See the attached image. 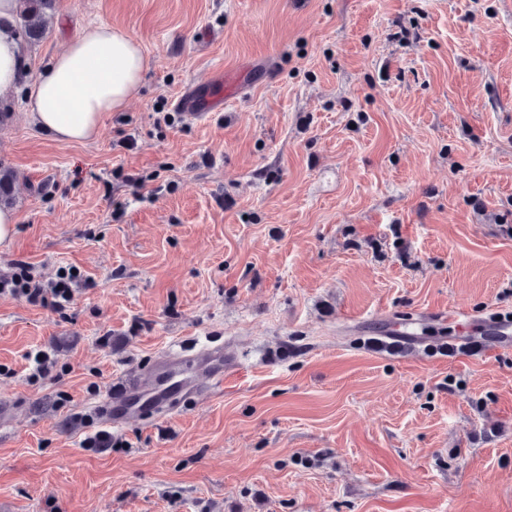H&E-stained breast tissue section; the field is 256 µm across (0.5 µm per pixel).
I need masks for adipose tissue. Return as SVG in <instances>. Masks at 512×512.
<instances>
[{
  "instance_id": "ef3b65f1",
  "label": "adipose tissue",
  "mask_w": 512,
  "mask_h": 512,
  "mask_svg": "<svg viewBox=\"0 0 512 512\" xmlns=\"http://www.w3.org/2000/svg\"><path fill=\"white\" fill-rule=\"evenodd\" d=\"M19 0H0V97L28 82L33 123L59 142L98 135L104 113L122 111L137 93L146 57L128 33L90 25L70 40L34 80H27L26 46L15 27Z\"/></svg>"
}]
</instances>
